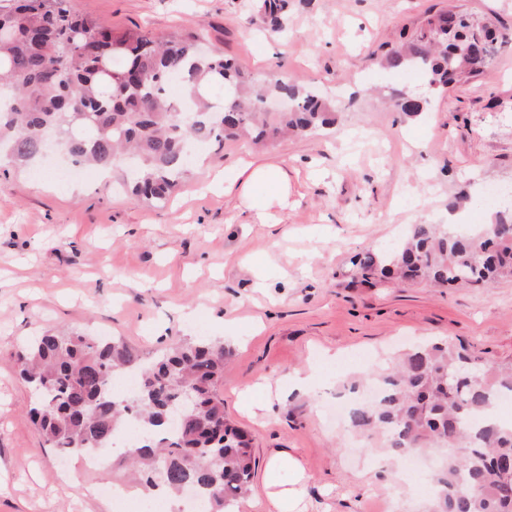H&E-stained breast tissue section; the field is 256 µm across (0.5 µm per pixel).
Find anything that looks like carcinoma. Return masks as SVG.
Listing matches in <instances>:
<instances>
[{"label": "carcinoma", "instance_id": "1", "mask_svg": "<svg viewBox=\"0 0 512 512\" xmlns=\"http://www.w3.org/2000/svg\"><path fill=\"white\" fill-rule=\"evenodd\" d=\"M68 2L0 0V89L9 91L0 99V150L18 165L35 161L46 134L55 132L75 160L101 171L134 155L131 195L164 202L188 171L194 143L249 137L259 144L331 124L332 100L314 87L277 80L258 89L234 59L199 55L192 33L115 32L77 15ZM487 42H497L493 29L471 22L456 33L442 12L388 50L383 66L420 71L430 88L443 90L453 73L459 81L484 72L489 61L479 46ZM172 78L192 88L188 123L169 98ZM264 95L288 101V109L264 111ZM423 102L408 91L394 96L392 107L418 115ZM351 264L371 285L395 277L438 288L488 287L512 277V213L499 212L468 234L413 224L401 242L358 252ZM14 358L19 377L37 394L30 415L50 447L77 455L105 448L123 422L135 420L143 444L124 461L141 473L145 490L179 494L190 484L210 512H234L248 492L256 457L251 439L224 414L222 341L202 336L146 364L119 341L46 332ZM476 364L463 344L414 345L372 374L381 395L350 412V426L379 436L394 458H406L409 449L444 450L423 512H512V425L489 418L497 395L512 393V365ZM121 371L138 376L127 397L109 387ZM186 396L194 406L175 426L170 404ZM451 434L461 447L448 443Z\"/></svg>", "mask_w": 512, "mask_h": 512}]
</instances>
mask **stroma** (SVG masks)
Returning a JSON list of instances; mask_svg holds the SVG:
<instances>
[{"instance_id": "1", "label": "stroma", "mask_w": 512, "mask_h": 512, "mask_svg": "<svg viewBox=\"0 0 512 512\" xmlns=\"http://www.w3.org/2000/svg\"><path fill=\"white\" fill-rule=\"evenodd\" d=\"M261 0H71L118 31L198 32L209 51L263 82L341 95L336 122L267 148L200 146L170 198L147 205L96 170L59 180L61 153L41 178L0 162V512H123L93 485L123 481L105 466L60 483L65 462L32 425L33 392L13 354L46 331L109 336L143 357L181 340H223L226 417L247 430L258 460L239 512H273V454L297 457L309 512H422L395 490L378 442L333 421L345 379L368 375L418 340L470 344L484 364L512 361V279L486 288L371 287L350 259L390 246L411 224H443L460 192L479 201L462 221L491 219L490 190L512 185V0H288L274 31ZM503 39L489 69L406 116L381 90L415 89V72L378 61L402 35L447 9ZM288 173L285 202L256 204L224 180L244 164ZM309 389L288 385L294 372ZM270 387L273 406L246 414L241 391Z\"/></svg>"}]
</instances>
